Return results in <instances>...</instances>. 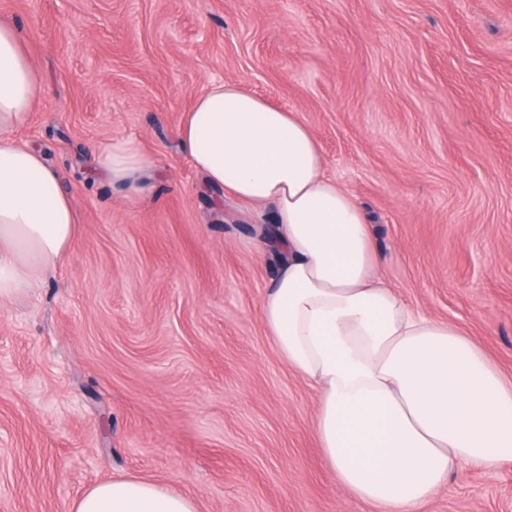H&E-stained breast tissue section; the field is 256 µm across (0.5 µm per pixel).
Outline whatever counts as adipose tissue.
<instances>
[{"mask_svg": "<svg viewBox=\"0 0 512 512\" xmlns=\"http://www.w3.org/2000/svg\"><path fill=\"white\" fill-rule=\"evenodd\" d=\"M42 76L0 19V301L38 284L70 250L80 217L58 171L20 143ZM181 151L206 183L273 204L268 245L282 254L261 305L289 368L317 393L313 430L332 478L377 512H423L464 464L512 455V383L454 324L415 312L383 278L361 207L325 173L295 114L212 83L187 112ZM154 169L139 139L115 137L95 171L129 195ZM67 512H196L192 499L131 476L100 483Z\"/></svg>", "mask_w": 512, "mask_h": 512, "instance_id": "adipose-tissue-1", "label": "adipose tissue"}]
</instances>
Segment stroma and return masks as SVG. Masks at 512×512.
Segmentation results:
<instances>
[{
  "label": "stroma",
  "mask_w": 512,
  "mask_h": 512,
  "mask_svg": "<svg viewBox=\"0 0 512 512\" xmlns=\"http://www.w3.org/2000/svg\"><path fill=\"white\" fill-rule=\"evenodd\" d=\"M43 75L17 140L80 213L56 271L0 303V512H66L138 475L197 512H375L333 481L313 389L259 305L274 207L205 186L193 99L236 80L297 112L360 205L384 278L512 382V0H0ZM154 162L132 199L98 144ZM424 512H512V458Z\"/></svg>",
  "instance_id": "1"
}]
</instances>
